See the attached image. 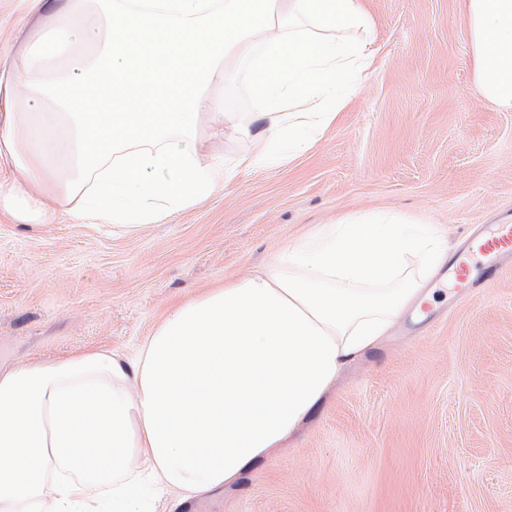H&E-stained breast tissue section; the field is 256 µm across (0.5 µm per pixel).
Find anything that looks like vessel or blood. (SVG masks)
<instances>
[{
  "mask_svg": "<svg viewBox=\"0 0 512 512\" xmlns=\"http://www.w3.org/2000/svg\"><path fill=\"white\" fill-rule=\"evenodd\" d=\"M512 266V221L486 224L453 256L448 280L457 292L486 287Z\"/></svg>",
  "mask_w": 512,
  "mask_h": 512,
  "instance_id": "1",
  "label": "vessel or blood"
}]
</instances>
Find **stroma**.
Wrapping results in <instances>:
<instances>
[{
	"mask_svg": "<svg viewBox=\"0 0 512 512\" xmlns=\"http://www.w3.org/2000/svg\"><path fill=\"white\" fill-rule=\"evenodd\" d=\"M61 0H0V72ZM342 31L380 64L315 147L218 182L123 233L47 198L42 224L0 212V366L97 349L132 357L176 305L240 279L321 224L395 212L449 250L512 214V112L473 89L461 0H362ZM205 512H512V268L405 312L269 462L199 496Z\"/></svg>",
	"mask_w": 512,
	"mask_h": 512,
	"instance_id": "obj_1",
	"label": "stroma"
}]
</instances>
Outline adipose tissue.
Listing matches in <instances>:
<instances>
[{
    "mask_svg": "<svg viewBox=\"0 0 512 512\" xmlns=\"http://www.w3.org/2000/svg\"><path fill=\"white\" fill-rule=\"evenodd\" d=\"M474 89L512 112V0H464ZM360 0H64L4 85L0 159L22 214L55 192L128 231L210 196L201 115L248 139L234 171L280 167L335 121L373 50ZM261 109L212 86L241 63ZM448 259L440 230L391 214L323 224L274 261L175 307L134 358L109 349L0 368V512H133L139 475L183 498L274 458L336 379L377 350Z\"/></svg>",
    "mask_w": 512,
    "mask_h": 512,
    "instance_id": "obj_1",
    "label": "adipose tissue"
}]
</instances>
